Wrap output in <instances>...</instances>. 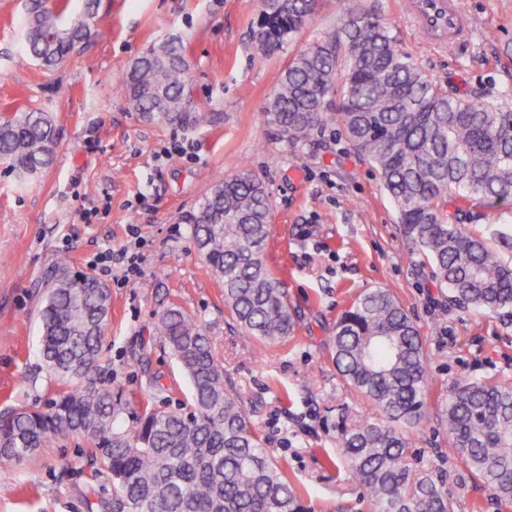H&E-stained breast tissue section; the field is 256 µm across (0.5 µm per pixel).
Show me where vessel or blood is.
<instances>
[{
  "instance_id": "1",
  "label": "vessel or blood",
  "mask_w": 512,
  "mask_h": 512,
  "mask_svg": "<svg viewBox=\"0 0 512 512\" xmlns=\"http://www.w3.org/2000/svg\"><path fill=\"white\" fill-rule=\"evenodd\" d=\"M408 11L416 27L431 43L461 40L470 33L456 0H409Z\"/></svg>"
}]
</instances>
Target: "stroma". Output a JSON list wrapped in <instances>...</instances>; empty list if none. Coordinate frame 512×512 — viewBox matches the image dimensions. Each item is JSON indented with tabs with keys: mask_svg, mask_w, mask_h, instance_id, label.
<instances>
[{
	"mask_svg": "<svg viewBox=\"0 0 512 512\" xmlns=\"http://www.w3.org/2000/svg\"><path fill=\"white\" fill-rule=\"evenodd\" d=\"M405 0H317L306 27L268 50L259 41L261 0H100L90 37L49 70L18 63L24 0H0V113H48L57 143L50 165L19 178L0 165V410L45 407L61 384L38 355L44 283L57 257L90 271L137 227L138 275L106 278L112 315L100 377L133 407L172 411L189 383L153 330L179 306L205 322L224 376L241 392L267 453L301 489L307 512H374L345 466L329 467L342 415L371 416L337 374L328 338L341 313L373 288L389 289L419 327L432 383L414 448L435 461L453 512H512L449 451L441 414L456 380L512 384V317L460 308L436 285L407 239L372 163L328 127L289 145L265 121L279 74L345 7L388 22L397 48L449 92L512 110V0H458L477 18L467 40L427 44ZM176 36L191 62L190 109L215 122L183 127L129 109L121 83L146 50ZM263 181L271 203L266 255L298 312L283 344L265 348L241 330L183 218L207 188L241 169ZM495 241L512 235V206L475 205L458 217ZM84 443L68 439L12 464L0 478V512H112Z\"/></svg>",
	"mask_w": 512,
	"mask_h": 512,
	"instance_id": "stroma-1",
	"label": "stroma"
}]
</instances>
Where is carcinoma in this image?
Returning <instances> with one entry per match:
<instances>
[{"label": "carcinoma", "mask_w": 512, "mask_h": 512, "mask_svg": "<svg viewBox=\"0 0 512 512\" xmlns=\"http://www.w3.org/2000/svg\"><path fill=\"white\" fill-rule=\"evenodd\" d=\"M97 0L82 13L72 0H26L24 55L46 68L67 59L85 34ZM315 0H263L260 39L273 46L300 30ZM190 63L180 40L142 54L122 76L130 107L148 121L192 126ZM340 97L338 109L332 98ZM265 118L291 145L335 127L366 153L394 202L404 235L432 263L450 302L512 315V265L498 246L450 221L480 203L512 202V111L448 94L400 52L387 24L345 9L336 25L301 50L280 75ZM57 129L34 109L0 116V163L27 176L52 161ZM271 204L260 178L241 169L211 185L185 217L224 305L258 343H282L297 313L267 265ZM40 313L39 357L66 387L45 409L0 413V459L21 462L78 436L97 474L112 484V512H305L297 486L263 448L243 397L225 384L207 326L169 305L155 333L190 382L185 410L131 408L102 384L98 368L111 312L108 288L74 273L61 257ZM328 353L350 390L378 409L341 430L337 444L375 512H452L448 491L413 448L424 420L427 356L415 323L393 294L375 288L337 320ZM442 422L452 453L501 503L512 505V386L461 379L448 388Z\"/></svg>", "instance_id": "cac0c4a2"}]
</instances>
